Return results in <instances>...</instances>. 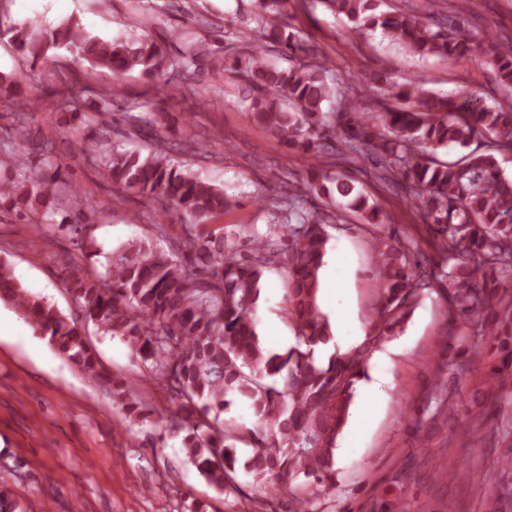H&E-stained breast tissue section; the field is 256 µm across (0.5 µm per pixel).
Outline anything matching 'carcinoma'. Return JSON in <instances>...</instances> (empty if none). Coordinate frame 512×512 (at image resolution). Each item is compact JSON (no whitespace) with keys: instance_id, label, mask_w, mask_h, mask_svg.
<instances>
[{"instance_id":"carcinoma-1","label":"carcinoma","mask_w":512,"mask_h":512,"mask_svg":"<svg viewBox=\"0 0 512 512\" xmlns=\"http://www.w3.org/2000/svg\"><path fill=\"white\" fill-rule=\"evenodd\" d=\"M286 2L258 0L257 25L247 31L224 26L225 47L235 50L246 43L232 59L199 35L214 22L190 0L179 6L185 25L167 35L162 14L139 0L129 27L141 34L128 38H99L73 17L53 27L3 23L0 35L9 37L32 69L63 52L114 77L138 73L160 78L171 70L181 77L178 88L186 95L214 102L236 96L251 121L294 156L312 154L324 164L336 156L334 140L339 139L349 155L374 158L382 170L397 172L396 185L432 231L428 245L451 266L441 274L419 245L411 249L397 240L374 238L380 288L372 339L410 316L421 289L436 287L448 303L451 322L476 324L485 346L500 354L502 367L511 368L512 300L504 301L501 292L512 286V179L502 174L494 152L512 149V105H486L473 88L453 96L438 93L418 78L395 84L382 72L369 81L380 91L383 112H363L356 92L329 76L326 63L306 60L311 50L288 22ZM322 2L356 27L379 30L421 57L450 60L477 51L503 89L512 92V47L501 46L490 34L473 42L465 27L467 5L458 0L451 7L448 0H427L423 16L406 5L378 14V0ZM171 39L178 41L174 61L168 54ZM297 51L305 57L295 56ZM204 69L224 74V87L211 92L197 83L195 76ZM52 94L58 108L78 119L70 130L78 144L73 157L112 183L115 205L130 195L163 202L164 219L154 216L153 229L169 240L172 253L132 240L112 252L105 272H86L80 260L93 241L83 231L101 211L63 169L56 134L35 143L30 139L33 112L42 109V97L0 98V108L12 119L8 136L0 138V210L15 212L27 224L55 223L69 231L76 252L65 258L62 284L79 313L66 315L28 293L2 259L0 301L18 309L88 380L108 388L113 408L130 426L155 414L157 422L183 434L188 461L216 489L234 484L237 442L249 446L248 468L258 475L275 474L288 492L299 478L334 488L336 440L349 416L354 385L364 374L366 349L362 344L326 361L315 357L316 347L332 341L319 297L329 234L327 217L305 210L304 204L311 195L345 199L349 209L376 227L384 224L379 206L369 202L351 175L314 167L285 201L288 217L297 223L271 225L242 251L209 229L224 216L230 197L174 158L201 152L198 132L189 127L172 144L163 136L164 113L141 112L131 116L128 134L150 141L152 149L147 154L117 151L104 131L112 91L100 92L90 114L83 112L80 98L59 90ZM327 101L336 102V111H323ZM486 133L495 136L491 149L471 148ZM451 143L469 152L457 160L441 158ZM175 216L182 224L171 238L166 221ZM273 267L284 270V314L297 332V346L284 354L261 344L252 317L265 272ZM90 324L123 339L157 390L180 401L178 410L142 405L124 379L101 363L87 338ZM233 397L251 405L258 428L244 431L220 421L218 412ZM438 478L474 480L477 475L450 460Z\"/></svg>"}]
</instances>
